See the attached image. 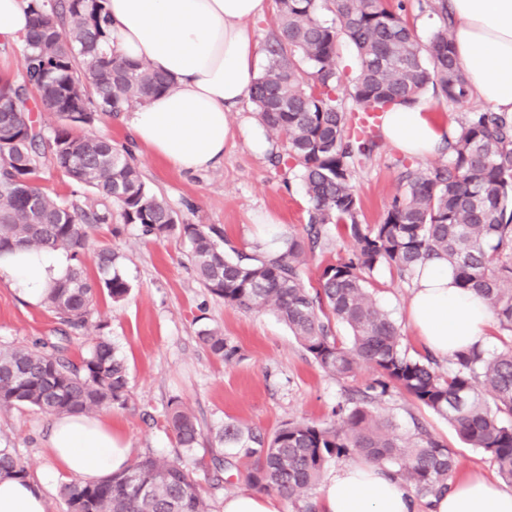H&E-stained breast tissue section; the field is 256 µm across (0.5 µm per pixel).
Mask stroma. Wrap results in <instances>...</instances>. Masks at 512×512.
<instances>
[{
  "label": "stroma",
  "instance_id": "stroma-1",
  "mask_svg": "<svg viewBox=\"0 0 512 512\" xmlns=\"http://www.w3.org/2000/svg\"><path fill=\"white\" fill-rule=\"evenodd\" d=\"M373 139L370 155L351 165L361 206L359 220L370 225L383 223L404 166L431 173L448 162L443 149L415 158L381 133H374ZM284 150L283 142L273 139L264 152L257 153L237 138L220 164L195 174L178 171L138 147L133 154L146 185L166 200L180 221L214 226L223 231L229 246L254 254L261 231L259 217H276L285 237L302 235L307 222V198L295 170L273 161ZM115 226L120 235H112ZM92 242L121 254L122 272L132 290L118 302L99 293L86 327L67 342V356L80 363L96 338L108 336L129 372L125 408L108 413L113 426L128 442L131 455L183 457L208 512H224L225 498L248 490L239 476L243 453L219 439L225 422L268 436L293 420L328 422L339 402L374 377L366 366L345 379L330 375L274 314L226 306L198 281L186 260L188 246L179 236L147 241L135 225L116 215L111 225L94 230ZM353 247L342 230L328 225L322 246L303 267L305 281L316 282L325 265L347 256ZM371 280L398 328L403 349L415 357L426 355L427 348L407 317L412 280L400 278L385 265L374 270ZM56 326L46 306L28 305L0 283V345H30L36 338L52 335ZM205 326L222 330L239 347V359L227 363L206 351L198 338ZM174 402L193 414L200 427L202 436L192 451L180 448L167 428L166 417ZM373 409L402 436L412 435L421 425L447 445L457 459L454 479L478 473L500 482L486 455L462 441L447 420L398 390L377 399ZM50 422L49 416L28 406H0V448L11 450L28 478L44 481L48 512H67L61 489L68 479L54 476L55 463L46 446ZM218 458L228 463L221 476L214 468Z\"/></svg>",
  "mask_w": 512,
  "mask_h": 512
}]
</instances>
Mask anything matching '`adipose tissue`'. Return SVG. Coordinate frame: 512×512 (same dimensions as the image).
Listing matches in <instances>:
<instances>
[{
    "instance_id": "ef3b65f1",
    "label": "adipose tissue",
    "mask_w": 512,
    "mask_h": 512,
    "mask_svg": "<svg viewBox=\"0 0 512 512\" xmlns=\"http://www.w3.org/2000/svg\"><path fill=\"white\" fill-rule=\"evenodd\" d=\"M448 5L455 55L473 93L495 112L512 115V0ZM268 8L269 0H106L109 48L171 81L170 88L125 113L137 146L180 171L205 170L223 160L235 137L226 114L249 97L257 78L258 47L247 22ZM31 20L21 0H0V42L23 44ZM381 130L412 156L435 153L453 134L415 104L387 109ZM72 265L63 251L17 247L0 254V282L36 306ZM413 283L409 319L436 357L486 345L490 308L475 291L456 286L446 259L427 260ZM46 443L59 471L83 482L102 480L130 461L125 440L103 414L53 418ZM0 512H47L41 483L0 479ZM320 512L415 510L398 478L352 462L322 486ZM430 512H512V489L474 474L432 498Z\"/></svg>"
}]
</instances>
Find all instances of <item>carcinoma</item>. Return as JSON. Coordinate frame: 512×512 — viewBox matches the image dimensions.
I'll return each instance as SVG.
<instances>
[{
	"instance_id": "1",
	"label": "carcinoma",
	"mask_w": 512,
	"mask_h": 512,
	"mask_svg": "<svg viewBox=\"0 0 512 512\" xmlns=\"http://www.w3.org/2000/svg\"><path fill=\"white\" fill-rule=\"evenodd\" d=\"M32 2L25 75L19 83L5 79L0 85L1 97L17 101L15 111L0 109V253L14 246L63 250L76 264L45 297L58 320L56 335L0 347V406L29 405L62 415L125 405L128 369L108 337H98L78 366L65 355V342L86 326L99 292L120 301L131 290L115 250L95 252L97 278L88 276L81 261L91 231L112 223L116 204L123 223L138 226L143 237L175 233L186 239L188 260L211 295L228 306L274 313L325 372L345 378L367 364L376 375L362 399L337 405L328 423L288 422L270 436L224 424V443L247 445L248 486L278 493L296 512H315L309 495L324 470L352 459L382 466L425 495L450 490L454 453L422 427L411 439L398 438L391 423L366 406L391 387L447 419L512 483V119L498 112L465 117L448 140V164L431 174L405 168L383 223L370 226L359 222L350 160L370 154L375 142L348 132L352 116L336 99L342 85L337 42L343 35L359 58L351 96L362 111L412 105L429 89L453 103L465 100L471 88L455 57L448 0H435L439 25L426 46L383 0H275L278 32L250 98L265 131L285 143L308 209L305 236L259 255L224 249L223 235L213 227L179 222L146 187L129 149L73 132L98 113L117 116L146 101L170 80L101 49L106 32L100 4ZM323 10L331 20L320 18ZM32 91L45 111L59 112L51 138L31 117ZM47 154L89 193L46 194L39 167ZM328 224L340 227L354 250L327 264L314 287L305 283L302 267ZM436 255L448 260L460 287L487 301L507 336L498 350L473 346L455 354L446 373L433 367L434 356L418 359L402 350L395 322L367 287V275L383 264L411 278ZM338 325L349 331V343L337 336ZM198 337L221 360L239 357L238 346L215 328H201ZM167 426L186 451L199 444L196 418L176 402ZM0 476L26 477L6 448H0ZM63 494L70 512H207L180 458L136 457L100 481L65 486Z\"/></svg>"
}]
</instances>
